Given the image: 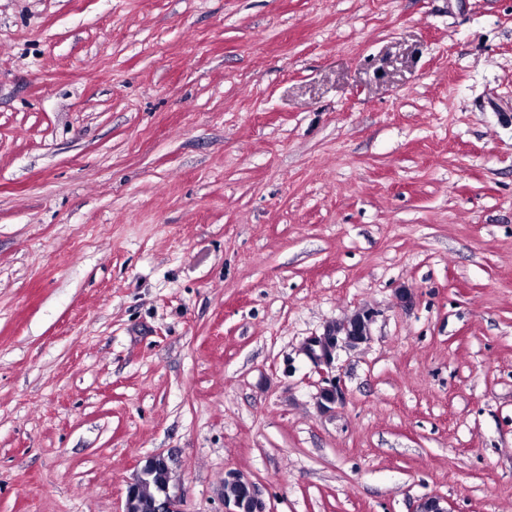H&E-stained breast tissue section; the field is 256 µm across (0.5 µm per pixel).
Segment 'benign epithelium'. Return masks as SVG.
<instances>
[{
	"mask_svg": "<svg viewBox=\"0 0 512 512\" xmlns=\"http://www.w3.org/2000/svg\"><path fill=\"white\" fill-rule=\"evenodd\" d=\"M374 318L375 312L372 309L362 307L345 320L338 322L336 327H326L321 334L311 336L305 341L303 352L320 375L319 406L321 409L329 411L332 406L343 401V387L340 378L336 376L338 352L355 350L366 343L371 336ZM145 474L146 469H140L134 481L128 485L123 512H132L138 485ZM224 481L237 484L249 491L247 500L242 504L237 501H224V512H266L265 505L255 495L251 482L243 475L227 472L224 474ZM179 503V496L166 489L157 501L156 512H181Z\"/></svg>",
	"mask_w": 512,
	"mask_h": 512,
	"instance_id": "benign-epithelium-1",
	"label": "benign epithelium"
}]
</instances>
